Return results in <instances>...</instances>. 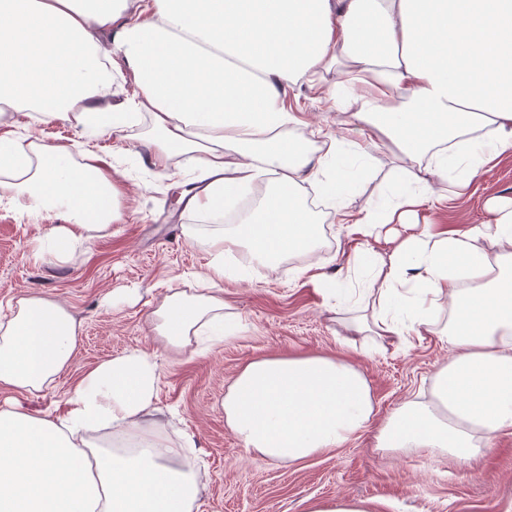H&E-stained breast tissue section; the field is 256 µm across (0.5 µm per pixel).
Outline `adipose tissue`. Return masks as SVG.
Segmentation results:
<instances>
[{
    "mask_svg": "<svg viewBox=\"0 0 512 512\" xmlns=\"http://www.w3.org/2000/svg\"><path fill=\"white\" fill-rule=\"evenodd\" d=\"M331 68L337 87L318 98L344 113L341 137L308 128L283 104L299 82L316 85ZM124 78L137 93L114 102ZM26 104L39 123L85 132L121 131L149 114L153 165L191 155L202 183L184 192L186 207L210 217L269 178L244 223L186 228L214 259L205 288L164 294L151 315L156 341L176 353L202 337H236L220 284L251 272L227 271L226 257L244 249L272 266L313 253L319 226L303 184L346 214L369 147L394 145L410 183L385 186L383 204L352 223L363 241L346 271L365 272L369 301L343 327L384 344L431 333L452 359L430 399L405 402L379 426L375 446L469 463L512 435V200L488 202L490 220L465 231L425 227L391 253L374 247L388 225L453 201L512 155V0H0V190L29 217H58L33 258L59 259L120 220L122 194L109 159L11 133L12 108ZM483 127L491 139L477 137ZM296 129L321 139L318 152ZM78 327L52 298L0 300V512H192L205 474L146 421L158 391L149 354L99 363L69 392L63 415L20 406L19 396L70 368ZM374 414L366 378L334 354L251 359L224 397L242 446L275 460L341 447ZM99 431L130 437L131 449H95Z\"/></svg>",
    "mask_w": 512,
    "mask_h": 512,
    "instance_id": "ef3b65f1",
    "label": "adipose tissue"
}]
</instances>
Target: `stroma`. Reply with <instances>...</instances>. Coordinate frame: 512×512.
I'll use <instances>...</instances> for the list:
<instances>
[{"mask_svg": "<svg viewBox=\"0 0 512 512\" xmlns=\"http://www.w3.org/2000/svg\"><path fill=\"white\" fill-rule=\"evenodd\" d=\"M308 84L296 88L288 105L305 121L332 133L342 126L331 104L315 102ZM19 130H31L48 145L81 142L108 151L120 171L123 219L112 229L76 243L65 261L34 262L37 230L31 218L0 203V298L36 294L64 302L81 322L74 363L54 384L23 396L35 411L64 406L69 390L102 361L131 351L154 355L158 397L154 418L164 435L187 438V454L206 473L198 512H308L312 502L338 498L372 500L383 512H512V437L500 439L475 468L445 456L394 454L374 446L373 430L331 452L299 462L264 459L247 452L227 427L224 396L241 366L266 354L345 353L366 377L374 399L375 422H383L405 401L431 395L436 373L451 360L436 336L380 348L373 337H358L355 349L340 345L341 312L296 268L307 256L282 259L250 281L225 278L228 313L241 333L211 343L205 355H173L156 342L149 315L167 290L187 291L206 273L211 256L185 238L188 224L204 215L180 201L196 175L186 156L167 169L153 166L143 143L148 115L119 133L83 132L62 124H35L17 113ZM372 169L348 201L357 215L377 207L379 188L398 164L392 147L372 148ZM472 196L437 210L420 211L415 221L434 231H458L488 221V200L512 198V155L500 157L480 174ZM308 205L321 225L318 263L325 273L344 277L343 252L349 247L339 214L306 187Z\"/></svg>", "mask_w": 512, "mask_h": 512, "instance_id": "obj_1", "label": "stroma"}]
</instances>
